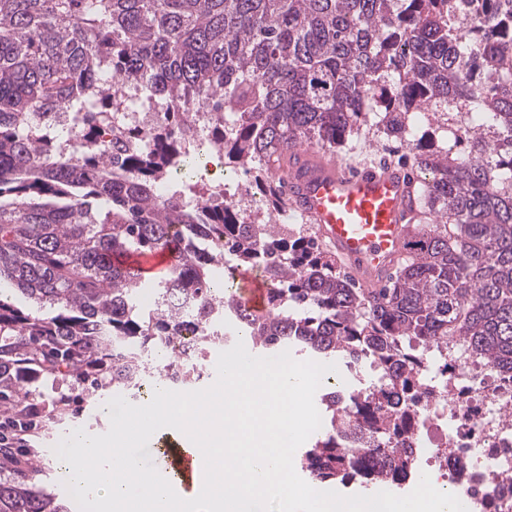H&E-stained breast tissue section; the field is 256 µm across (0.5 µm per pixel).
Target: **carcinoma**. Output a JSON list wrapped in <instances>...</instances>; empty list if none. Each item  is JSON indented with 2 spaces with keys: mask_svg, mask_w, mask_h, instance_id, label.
I'll return each instance as SVG.
<instances>
[{
  "mask_svg": "<svg viewBox=\"0 0 512 512\" xmlns=\"http://www.w3.org/2000/svg\"><path fill=\"white\" fill-rule=\"evenodd\" d=\"M512 0H0V408L26 433L0 444V512H70L37 486L45 449L30 444L67 419L40 410L34 381L68 375L83 388L132 393L147 356L181 336L180 298L247 336L253 352L293 350L337 366L327 426L301 467L317 484L401 485L416 461L417 374L430 356L448 373L465 341L512 372ZM135 80L170 107L149 153L130 131L105 142L93 113L63 157L36 143L44 105L85 85ZM214 94L224 166L246 191L285 207L275 168L298 149L341 155L363 130L405 144L399 167L418 178L401 262L380 288H360L312 238L246 223L235 206L183 202L197 156L179 136L182 113ZM472 126L448 150V115ZM158 251L169 270L147 280L130 259ZM267 271L257 315L216 277ZM23 296L51 313L22 311ZM385 368L365 384V361Z\"/></svg>",
  "mask_w": 512,
  "mask_h": 512,
  "instance_id": "cac0c4a2",
  "label": "carcinoma"
}]
</instances>
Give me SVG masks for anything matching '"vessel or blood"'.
Here are the masks:
<instances>
[{"label": "vessel or blood", "instance_id": "b4317fda", "mask_svg": "<svg viewBox=\"0 0 512 512\" xmlns=\"http://www.w3.org/2000/svg\"><path fill=\"white\" fill-rule=\"evenodd\" d=\"M288 206L307 218L318 237L367 288L380 283L404 257L415 185L394 168H367L346 174L336 159L300 152L284 173ZM242 300L255 312L266 310V285L254 273H240ZM155 461L184 486L201 471L195 448L177 440H150Z\"/></svg>", "mask_w": 512, "mask_h": 512}]
</instances>
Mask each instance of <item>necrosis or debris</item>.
Listing matches in <instances>:
<instances>
[{
  "mask_svg": "<svg viewBox=\"0 0 512 512\" xmlns=\"http://www.w3.org/2000/svg\"><path fill=\"white\" fill-rule=\"evenodd\" d=\"M97 94L110 103L105 129L139 121L142 147L151 149L164 124L160 100L130 82L108 84ZM211 113L208 104H197L185 124L189 145L215 158L220 151L211 133ZM422 374L430 394L411 455L436 460L438 480L459 491L468 512H512V378L468 350L448 375L435 374L428 360Z\"/></svg>",
  "mask_w": 512,
  "mask_h": 512,
  "instance_id": "4bbe7bcc",
  "label": "necrosis or debris"
}]
</instances>
